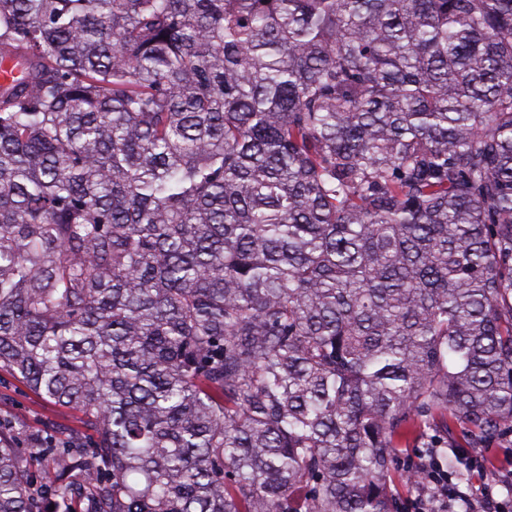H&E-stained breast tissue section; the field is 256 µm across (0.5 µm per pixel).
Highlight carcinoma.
<instances>
[{"label": "carcinoma", "instance_id": "1", "mask_svg": "<svg viewBox=\"0 0 512 512\" xmlns=\"http://www.w3.org/2000/svg\"><path fill=\"white\" fill-rule=\"evenodd\" d=\"M0 371L77 410L0 512H394L512 434V0H0ZM424 446L419 445V448H400L396 456L393 470L394 480L390 483V490L397 499L398 511L410 512L408 509L409 503L421 493L419 483H408L402 476L398 475L412 468L418 470L417 467H420L427 459V456H422V452L426 451V448H422Z\"/></svg>", "mask_w": 512, "mask_h": 512}]
</instances>
